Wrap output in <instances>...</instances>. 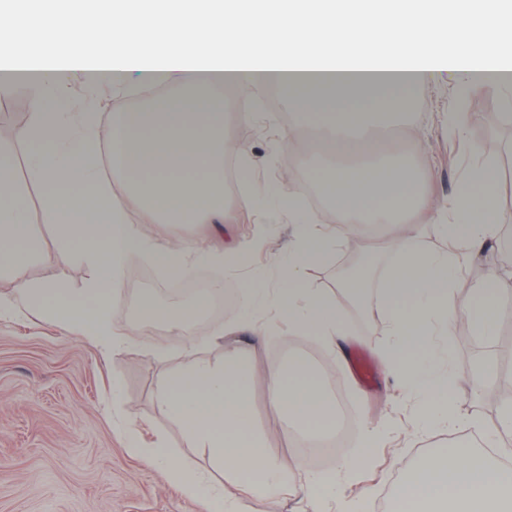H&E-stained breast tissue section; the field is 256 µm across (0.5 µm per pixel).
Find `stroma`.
Listing matches in <instances>:
<instances>
[{"label":"stroma","instance_id":"1","mask_svg":"<svg viewBox=\"0 0 512 512\" xmlns=\"http://www.w3.org/2000/svg\"><path fill=\"white\" fill-rule=\"evenodd\" d=\"M464 76L463 65L443 64L433 82L396 108L386 141L387 146L407 154L441 207L464 178L471 147L512 144V124L499 126L492 140L478 138V128L488 125L491 113L512 108L495 88L480 93L476 107L458 99L455 88ZM68 82L77 104L96 106L103 113L112 112L118 104L131 110L146 105L133 92L114 94L109 86L87 82L78 71L69 73ZM267 97L269 110L258 111L252 122L236 121L224 130L229 139L247 144L253 176L247 188H234L225 201L223 233H215L208 224L145 227L151 235L192 249L220 250L232 240L251 245V264L237 270L212 263L191 266L193 277L223 281L234 296L216 323L190 336L148 334L135 310L149 294L167 302L165 292L153 293L149 287H158L168 275L149 256L140 254L130 258L133 274L124 280L113 301L116 328L124 341L120 353H113L101 340L63 330L29 312L0 319V512H207L204 499L178 493L158 469L131 454L116 431L117 423L136 421L149 444L164 437L184 466L223 490L225 498L234 499L238 492L233 476L216 469L202 449L190 447L181 426L158 405L157 392L167 374L179 367L189 349L211 361H223L229 344L215 336V329L235 330L247 319L264 334L256 351L258 359L278 364L296 353L309 357L316 369L334 366L336 353L321 339L291 331L273 312H245L239 295L240 282L252 274L260 275L267 288H278L282 254L297 222L268 200L283 182L275 161L277 150L292 152L295 162L304 167L320 148L311 134L289 137L288 123L295 115L286 91L272 89ZM471 111L478 117L467 128V143L449 137V113ZM244 194L253 198V208L240 207ZM40 198L37 192L30 195L27 219L41 241V250L24 275L32 281L80 288L91 271L76 250L61 244ZM386 239V233L369 231L357 242L345 239L330 246L324 259L307 271L310 287L335 294L336 272L352 249L379 252ZM345 319L350 353H365L372 372L362 378L348 361L338 378L341 395L356 420L342 454L367 453L371 465L357 475L339 478L334 495L322 502L321 512H386L399 478L426 454L447 445L449 438L415 431L416 401L379 359L395 342L386 317L374 314L367 327L353 312H346ZM437 341L450 356L451 370L460 376L455 409L461 422L456 434H473L478 425L490 428L503 407L487 396L488 387L502 376L500 350L485 337L462 333L456 327ZM253 399L255 426L291 469L281 494L247 499L243 512H312L299 487L318 469L309 461L297 460L294 440L284 429L283 416L268 406L263 384H255ZM368 428L386 429L388 435L377 447L366 450L362 441Z\"/></svg>","mask_w":512,"mask_h":512}]
</instances>
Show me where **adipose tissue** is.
<instances>
[{
  "label": "adipose tissue",
  "instance_id": "adipose-tissue-1",
  "mask_svg": "<svg viewBox=\"0 0 512 512\" xmlns=\"http://www.w3.org/2000/svg\"><path fill=\"white\" fill-rule=\"evenodd\" d=\"M172 25L152 42L149 59L132 51L131 37ZM39 10L0 15V62L20 63L21 33L41 31ZM65 46L39 47L28 61L42 71L31 86L29 118L12 145L0 147V264L16 280L15 300L0 317L36 311L47 321L82 335L114 338L110 312L116 288L129 275L131 255L145 254L171 273L188 270L183 247L147 236L138 219L154 224H198L224 212V158L234 155L242 176L253 168L245 144L224 135L228 113L248 122L256 105L251 88L278 87L294 100L300 126L322 133L330 151L313 160V175L326 193V208L304 213L285 252L280 284L268 291L260 278L243 280L246 308L275 306L296 333L324 340L345 335L344 316L332 298L308 286L307 268L319 262L331 240L349 225L391 227L387 247L392 272L380 284L378 309L397 338L388 368L419 401L420 427H451L454 374L434 338L463 323L486 337L498 334L506 280L477 269L474 258L512 220L502 202L498 165L474 163L448 201V221L438 230L441 250L420 244L411 217L427 203L424 182L399 152L359 151L358 135L384 121L411 93L430 83L440 59L463 62L467 97L485 86L512 94V8L506 0H82L62 16ZM81 69L122 93L123 74L140 84L161 85L167 96L137 112L74 111L65 87L45 73ZM24 154L34 180L47 191L43 208L63 245H77L96 274L79 293L60 283H34L22 271L40 249L25 213L27 195L14 173ZM122 182L128 205L112 202ZM468 290V304L449 291ZM197 297L181 306L147 301L152 320L171 331L190 330L206 308ZM264 381L267 400L288 413L305 440L329 433L336 419L327 376L305 360L283 367L259 365L231 346L223 362L188 352L165 380L158 403L178 421L195 447L234 475L244 494L266 496L287 481L288 467L266 446L252 423V385ZM127 449L159 467L189 497L204 492L202 480L173 460L167 449L142 444L137 429H118ZM355 454L334 473L316 474L302 486L304 498L321 501L340 476L368 467ZM389 512H512V463L493 460L459 440L426 455L399 483Z\"/></svg>",
  "mask_w": 512,
  "mask_h": 512
}]
</instances>
